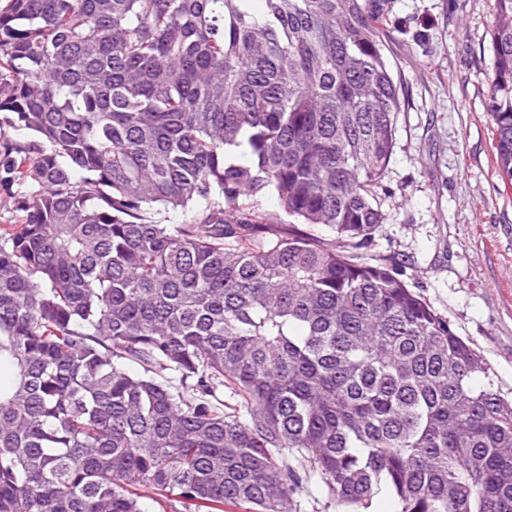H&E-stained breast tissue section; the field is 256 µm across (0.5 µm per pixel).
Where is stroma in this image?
I'll use <instances>...</instances> for the list:
<instances>
[{
	"label": "stroma",
	"instance_id": "35a3bbf8",
	"mask_svg": "<svg viewBox=\"0 0 512 512\" xmlns=\"http://www.w3.org/2000/svg\"><path fill=\"white\" fill-rule=\"evenodd\" d=\"M386 57L405 92L374 253L406 272L512 399V181L495 166V0H390Z\"/></svg>",
	"mask_w": 512,
	"mask_h": 512
}]
</instances>
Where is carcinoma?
I'll return each mask as SVG.
<instances>
[{"mask_svg": "<svg viewBox=\"0 0 512 512\" xmlns=\"http://www.w3.org/2000/svg\"><path fill=\"white\" fill-rule=\"evenodd\" d=\"M387 3L0 9V112L35 137L0 144V189L27 187L0 230V512H144L143 489L161 512H292L315 479L340 512L382 490L512 512V400L368 254L404 103ZM494 28L512 182V0Z\"/></svg>", "mask_w": 512, "mask_h": 512, "instance_id": "cac0c4a2", "label": "carcinoma"}]
</instances>
